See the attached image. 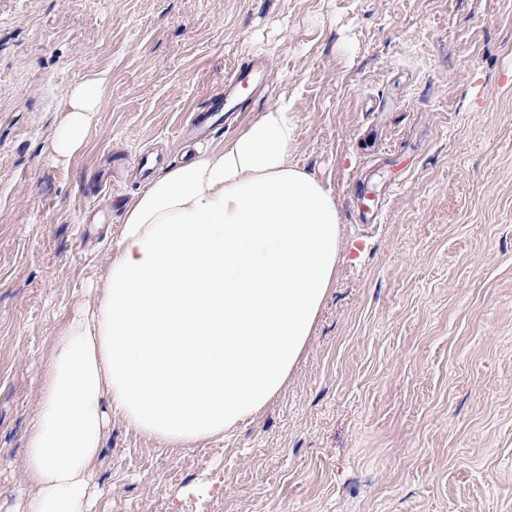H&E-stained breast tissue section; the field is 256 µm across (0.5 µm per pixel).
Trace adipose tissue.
<instances>
[{"label": "adipose tissue", "instance_id": "ef3b65f1", "mask_svg": "<svg viewBox=\"0 0 512 512\" xmlns=\"http://www.w3.org/2000/svg\"><path fill=\"white\" fill-rule=\"evenodd\" d=\"M106 84L68 91L54 158L85 145ZM297 129L280 99L124 203L94 302L55 339L25 456L37 493L22 512H92L112 413L185 447L223 437L287 383L341 248L335 198L288 160Z\"/></svg>", "mask_w": 512, "mask_h": 512}]
</instances>
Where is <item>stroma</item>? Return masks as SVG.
I'll return each mask as SVG.
<instances>
[{
  "label": "stroma",
  "instance_id": "35a3bbf8",
  "mask_svg": "<svg viewBox=\"0 0 512 512\" xmlns=\"http://www.w3.org/2000/svg\"><path fill=\"white\" fill-rule=\"evenodd\" d=\"M264 58L212 146L280 97L289 160L335 197L341 257L260 414L171 448L113 415L95 512H512V0H0V512L60 328L109 263L141 148ZM109 84L54 161L69 89Z\"/></svg>",
  "mask_w": 512,
  "mask_h": 512
}]
</instances>
